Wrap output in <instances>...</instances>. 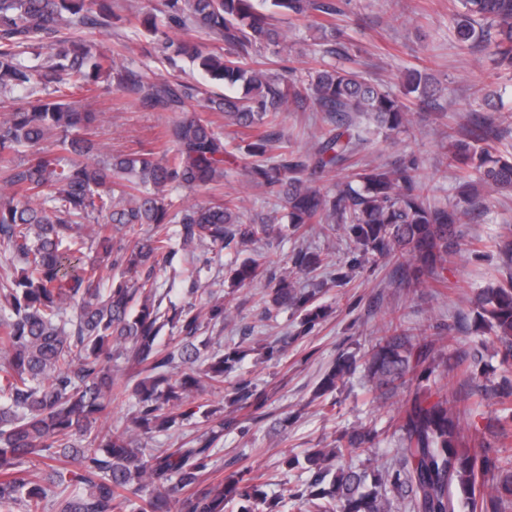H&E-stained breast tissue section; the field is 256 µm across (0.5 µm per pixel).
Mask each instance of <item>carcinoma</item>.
I'll return each instance as SVG.
<instances>
[{
	"label": "carcinoma",
	"mask_w": 512,
	"mask_h": 512,
	"mask_svg": "<svg viewBox=\"0 0 512 512\" xmlns=\"http://www.w3.org/2000/svg\"><path fill=\"white\" fill-rule=\"evenodd\" d=\"M163 0L167 24L182 30L165 36V53L196 61L209 79L238 95H214L206 108L251 132L246 154L250 181L274 194L297 230L318 224L328 235L343 227L361 256L385 259L412 288H441L439 271L468 250L457 235L465 209L485 201L474 185L512 193V157L498 154L500 116L489 112L472 130L451 131L448 166L467 173L458 203L436 205L419 173L415 153L387 164H365L333 192L314 179L338 172L364 147L353 115L369 112L380 130L400 133L412 108L443 89L427 68L407 71L404 97L347 66L350 48L328 38L334 0ZM112 16L106 0H0V88L19 91L8 118L0 121V248L20 272L0 283V512H224L239 499L238 512H281L282 500H268L262 484L210 479L224 424L196 434L178 448H155L159 433L194 415L182 406L198 392L224 386L236 363L219 349L201 358L203 328L228 317L224 300L200 287L214 249L234 240L253 241L272 233L274 217L245 224L241 200L175 208L169 191L209 185L224 177L230 156L223 133L189 108L199 90L192 84H156L121 63L117 50L87 43L79 25H101ZM278 16L311 20L321 32L324 54L303 78H289L280 46ZM458 42L484 46L500 65L512 67V0H460L454 25ZM202 31L224 43L203 51L188 34ZM142 103L177 112L164 132L162 151H137L96 163L100 113L77 106L76 91L108 94L112 84ZM313 108L322 125L311 149H293L278 118L289 106ZM66 152L63 160L42 147L48 138ZM29 148L18 158L20 148ZM155 225L140 235V226ZM180 226L183 247L193 257L187 271L191 294L204 301L166 318L155 301L158 279L174 254L165 225ZM126 243L116 247L112 231ZM332 262L322 251L300 248L273 260L267 310L301 313L309 330L326 315L312 302L318 289L297 287L296 276ZM121 270L103 285L101 268ZM255 260L242 262L235 278L250 283L261 272ZM476 320L492 335L502 361L512 365V277L481 290ZM177 335L159 345L166 325ZM125 358L145 376L130 383L112 362ZM448 371L444 347L413 336L392 318L367 353L364 369L377 400L405 395L399 411L400 446L374 474L355 462L373 452L375 436L353 429L332 448L304 455L307 486L291 494L301 512H502L512 505V450L500 438L512 415L496 419L490 436L470 443L459 426L466 409L448 399L409 395L413 381L438 368ZM357 369L355 355L339 356L318 391L336 390ZM481 398L504 406L512 380L479 385ZM135 399L134 432L112 430V403ZM251 383L230 386V405H252ZM38 459L45 473L27 464ZM481 473L493 474L490 490L478 488Z\"/></svg>",
	"instance_id": "carcinoma-1"
}]
</instances>
